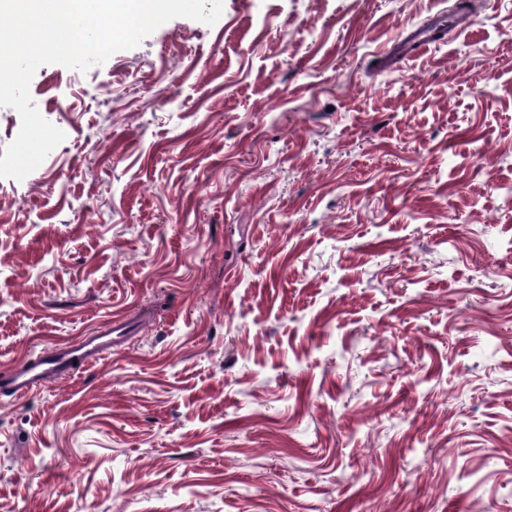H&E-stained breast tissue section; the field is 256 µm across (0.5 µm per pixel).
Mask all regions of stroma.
Masks as SVG:
<instances>
[{
  "label": "stroma",
  "mask_w": 512,
  "mask_h": 512,
  "mask_svg": "<svg viewBox=\"0 0 512 512\" xmlns=\"http://www.w3.org/2000/svg\"><path fill=\"white\" fill-rule=\"evenodd\" d=\"M223 0L30 94L0 512H512V0ZM121 329L117 325L112 329V324H109L97 330L101 336H91L68 347L43 352L35 362L17 366L2 375V390L15 396H25L37 386L50 383L67 367L74 364L84 367L96 365L112 350V333L119 334Z\"/></svg>",
  "instance_id": "35a3bbf8"
}]
</instances>
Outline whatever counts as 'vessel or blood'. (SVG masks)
<instances>
[{
  "instance_id": "vessel-or-blood-1",
  "label": "vessel or blood",
  "mask_w": 512,
  "mask_h": 512,
  "mask_svg": "<svg viewBox=\"0 0 512 512\" xmlns=\"http://www.w3.org/2000/svg\"><path fill=\"white\" fill-rule=\"evenodd\" d=\"M111 326L100 327L98 335L81 340L65 348H54L42 353L32 363L14 368L0 376V389L15 396H24L34 388L54 380L61 371L75 364L96 365L112 349Z\"/></svg>"
}]
</instances>
